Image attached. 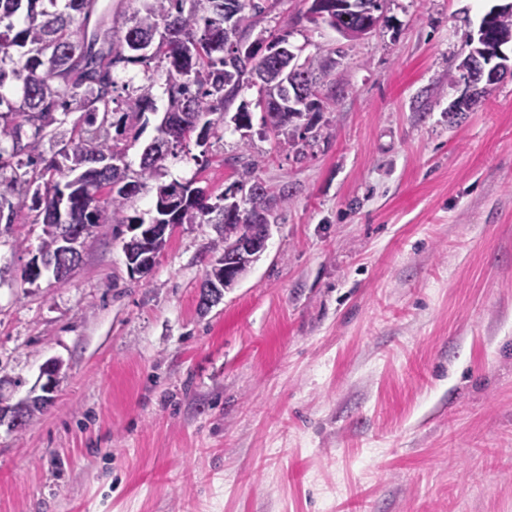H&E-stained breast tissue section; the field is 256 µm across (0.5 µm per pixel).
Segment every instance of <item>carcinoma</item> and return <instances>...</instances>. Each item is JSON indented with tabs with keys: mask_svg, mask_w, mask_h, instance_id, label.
Masks as SVG:
<instances>
[{
	"mask_svg": "<svg viewBox=\"0 0 512 512\" xmlns=\"http://www.w3.org/2000/svg\"><path fill=\"white\" fill-rule=\"evenodd\" d=\"M230 0H128L117 26L98 0H0V86L10 61L12 75L23 80L20 101L8 111L22 122L0 124V221L13 222L15 203L31 198L42 215L44 237L38 252L54 261L52 274L67 280L81 258L61 254L65 230L88 237L99 224H125L132 232L123 252L141 248L147 229L144 220L124 211L146 182L154 179L178 148L196 137L203 146L211 137L222 138L224 110L243 87L257 92L264 126L276 137L295 138L298 121L320 111L317 73L327 66L294 52L295 64L277 67L278 49L289 45L290 32L270 35L266 48L246 43L245 33L266 11L258 0H236V25L224 31V9ZM26 8L23 24L11 19ZM357 22L349 11L329 12L323 23L340 32ZM506 45L512 42V4L492 8L484 15L477 37L469 38L458 70L466 78L487 64L481 52L482 32ZM155 60L165 72L168 107L159 136L141 155L139 169L125 161L120 136L154 110L155 71L144 70L143 83L118 86L114 73L129 63ZM264 66L271 72L265 83L250 78ZM81 112L68 139H56L50 127L55 113ZM35 141L49 139L58 146L50 156L23 160V128ZM12 142V150L3 143ZM42 165L36 169V165ZM153 224H217L212 242L213 259L201 284L200 304L212 294L222 295L236 285L256 259L237 258L238 268L224 270V255L239 239L246 224H272L274 217L266 189L256 183L240 201L224 195L211 202V194L196 181L158 182L155 185ZM51 399L20 400L14 404L0 394V409L18 418L20 430Z\"/></svg>",
	"mask_w": 512,
	"mask_h": 512,
	"instance_id": "cac0c4a2",
	"label": "carcinoma"
}]
</instances>
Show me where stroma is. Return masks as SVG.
Returning a JSON list of instances; mask_svg holds the SVG:
<instances>
[{
	"instance_id": "1",
	"label": "stroma",
	"mask_w": 512,
	"mask_h": 512,
	"mask_svg": "<svg viewBox=\"0 0 512 512\" xmlns=\"http://www.w3.org/2000/svg\"><path fill=\"white\" fill-rule=\"evenodd\" d=\"M507 2L384 0L352 41L271 0L251 38L290 30L336 74L298 145L246 89L250 129L166 161L215 197L261 183L276 216L208 310L214 225L175 227L143 277L126 225L101 224L67 282L31 285L36 213L0 223V393L64 364L43 412L0 426V512H512V74L448 118L466 41Z\"/></svg>"
}]
</instances>
